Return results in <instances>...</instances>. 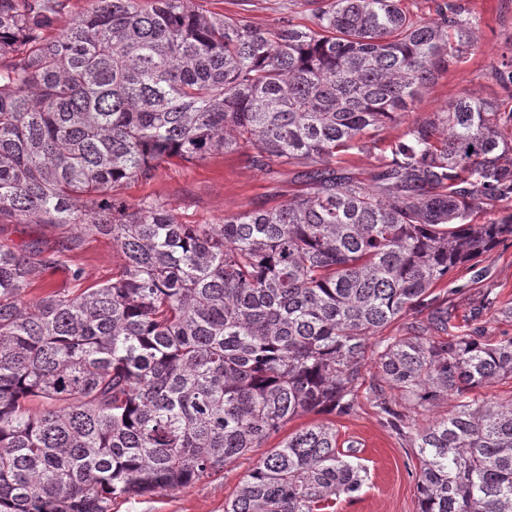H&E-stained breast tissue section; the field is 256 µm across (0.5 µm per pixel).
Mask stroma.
<instances>
[{
  "label": "stroma",
  "instance_id": "stroma-1",
  "mask_svg": "<svg viewBox=\"0 0 512 512\" xmlns=\"http://www.w3.org/2000/svg\"><path fill=\"white\" fill-rule=\"evenodd\" d=\"M204 10L241 17L264 28L277 27L283 18L304 23L308 20L304 0H193ZM480 17L476 44L458 67L441 75L416 101L413 115L421 118L438 110L448 99L476 94L500 100L505 92L494 77L502 54H512V0H470ZM404 131L395 125L374 133L362 151L338 154L337 165L353 169L368 178ZM248 149L218 154L194 165H162L149 182L133 181L120 194L129 205L147 197L168 203L186 224H218L225 216L274 205L300 191L301 185L287 172L271 176L254 168ZM37 243L62 251L61 263L49 269L45 287H32L30 299L44 289L75 291L105 282L123 264L120 249L110 238L91 232L78 233L54 224L0 223V244L22 247ZM454 307L455 325L482 326L487 343L512 337V237L502 241L490 255L476 264L449 273L436 288ZM353 415H324V422L336 428L340 447H353L369 470V476L353 500L338 499L336 512H417L416 449L384 424L367 394L358 397ZM255 449L247 456L225 465L208 479L176 491H164L135 499L119 498L112 512H224L244 475L263 456Z\"/></svg>",
  "mask_w": 512,
  "mask_h": 512
}]
</instances>
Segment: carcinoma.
Instances as JSON below:
<instances>
[{"mask_svg":"<svg viewBox=\"0 0 512 512\" xmlns=\"http://www.w3.org/2000/svg\"><path fill=\"white\" fill-rule=\"evenodd\" d=\"M62 2L0 0V223L78 226L124 264L31 301L59 252L0 245V512H112L187 487L297 416L354 414L363 386L418 448V512H512V402L471 397L512 377V338L456 329L432 292L512 237V56L506 98L448 100L366 181L336 166L462 61L466 0L429 21L397 0H308L309 24L274 29L191 0H94L47 37ZM243 147L303 189L220 224L120 197L163 163ZM399 318L403 335L377 337ZM444 399L448 416L410 419ZM353 456L335 428L299 429L224 512H334L362 489Z\"/></svg>","mask_w":512,"mask_h":512,"instance_id":"cac0c4a2","label":"carcinoma"}]
</instances>
